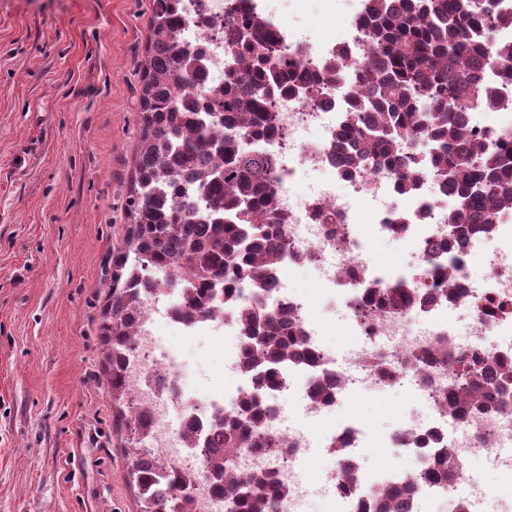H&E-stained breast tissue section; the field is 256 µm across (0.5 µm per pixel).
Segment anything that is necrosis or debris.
Returning a JSON list of instances; mask_svg holds the SVG:
<instances>
[{"mask_svg": "<svg viewBox=\"0 0 512 512\" xmlns=\"http://www.w3.org/2000/svg\"><path fill=\"white\" fill-rule=\"evenodd\" d=\"M279 0H182L193 19L183 47L197 56L210 88L224 86V17L229 7L238 15L260 13L281 34L284 46L298 50L301 67L320 77L336 53L346 66L322 94L298 90L274 100L273 137L255 143L256 151L275 161V191L284 221L286 244L277 266L275 284L260 293L241 288L248 303L289 310L316 355L312 363L280 366V381L264 393L263 434L276 438L275 452L240 449L235 470L241 477L262 472L276 487L274 512H304L309 490L300 477L314 448H342L356 460L367 446V431L358 420L336 417L338 405L364 387L401 388L424 400L427 426L406 421L386 434V447L397 449V461L379 474L355 469L343 480L340 467L327 469L321 492L337 512H364L380 489L394 493L400 512L441 503L447 512H481L495 483H512V392L487 387L494 403L490 413L461 417L448 402V391L460 382L459 366L475 361L512 357V209L500 210L488 234L451 239L447 190L431 184L400 195L391 172L367 167L347 172L337 161L334 143L343 115L359 90V75L372 51L360 24H353L342 41L313 39L303 27L283 21ZM307 171H320L325 180L308 196L294 185ZM403 196L396 207L393 199ZM380 201L362 224L359 207ZM392 239L409 244V260L399 267L372 262L374 241ZM479 267H472V258ZM454 269L457 300L449 305L429 301L440 288L446 267ZM311 269L329 304L339 305L359 347L342 358L327 344L325 330L307 293L293 284L296 269ZM406 288L421 294V302L396 310L378 307L370 289ZM158 291L144 295L136 315L132 345L122 354L126 389L134 418L147 427L144 443L156 460L176 470L191 492L190 512H224L223 497L203 471V449L197 437H211L234 419L243 397L254 385L241 377L219 395L199 396L184 388L181 351L162 347L156 318ZM181 301L166 309V322L179 336L194 339L239 330L238 308H217L212 314L185 320ZM469 315L466 332H459L454 315ZM336 379V390L325 400L314 398L324 376ZM446 454L457 478L439 484L427 477L438 454ZM489 458L490 471L475 470Z\"/></svg>", "mask_w": 512, "mask_h": 512, "instance_id": "obj_1", "label": "necrosis or debris"}]
</instances>
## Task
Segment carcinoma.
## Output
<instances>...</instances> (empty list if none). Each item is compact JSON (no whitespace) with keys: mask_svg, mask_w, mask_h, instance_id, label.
I'll return each mask as SVG.
<instances>
[{"mask_svg":"<svg viewBox=\"0 0 512 512\" xmlns=\"http://www.w3.org/2000/svg\"><path fill=\"white\" fill-rule=\"evenodd\" d=\"M487 21L485 0H371L362 26L376 58L359 75L364 94L345 112L336 134V154L344 155L349 172L373 160L394 172L406 193L424 176L448 188L454 198L448 223L464 234L487 230L497 211L512 207V141L487 150L464 117L477 102L507 106L477 77ZM191 25L179 0H153L128 223L122 245L112 252V294L101 327L114 420L130 433L129 479L139 512H187L191 498L173 473L170 495H145L163 464L144 458V427L132 421L122 380L121 353L132 341L140 288L150 285L147 273H167L165 285L184 297L183 315L196 318L220 301L234 302L240 283L270 287L283 249L274 164L249 144L273 133L272 99L296 90L294 52L279 48L277 31L261 16L239 21L230 15L224 20V54L230 60L224 90L208 91L197 59L181 49ZM411 142L426 147L428 155V167L417 172L402 166ZM370 296L382 307L417 299L401 289L372 288ZM241 331L242 369L259 387L279 382L280 365L308 357L300 325L274 309L244 312ZM462 376L449 394L454 406L480 402L486 384L511 383L512 359L464 367ZM243 409L241 419L224 425V437L208 441L204 468L228 512H269L270 477L240 478L234 457L241 448L273 451L277 442L249 438L264 416L259 395L247 396Z\"/></svg>","mask_w":512,"mask_h":512,"instance_id":"obj_1","label":"carcinoma"}]
</instances>
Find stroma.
Returning <instances> with one entry per match:
<instances>
[{"label": "stroma", "instance_id": "1", "mask_svg": "<svg viewBox=\"0 0 512 512\" xmlns=\"http://www.w3.org/2000/svg\"><path fill=\"white\" fill-rule=\"evenodd\" d=\"M286 23L336 39L357 0H280ZM152 0H0V512H137L112 425L101 322L139 145ZM195 393L235 381L231 336L186 341ZM420 402L356 393L338 410L371 433L359 466Z\"/></svg>", "mask_w": 512, "mask_h": 512}]
</instances>
